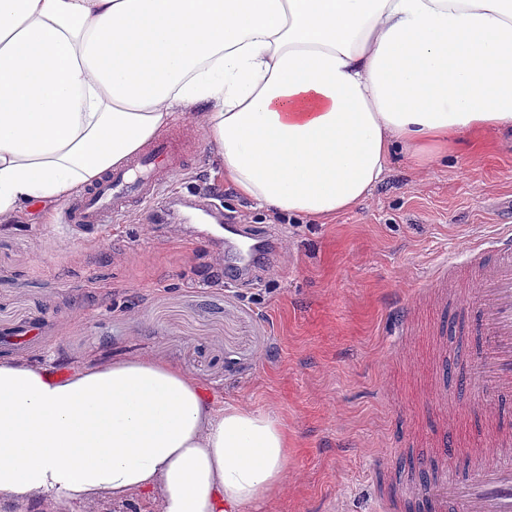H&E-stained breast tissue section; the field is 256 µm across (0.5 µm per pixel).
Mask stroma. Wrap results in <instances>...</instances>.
<instances>
[{
    "label": "stroma",
    "mask_w": 512,
    "mask_h": 512,
    "mask_svg": "<svg viewBox=\"0 0 512 512\" xmlns=\"http://www.w3.org/2000/svg\"><path fill=\"white\" fill-rule=\"evenodd\" d=\"M187 148L172 196L209 195L226 222L274 240L251 281L224 282V240L207 225L135 204L119 230L61 226L45 202L0 227V358L57 370L91 358L164 359L205 385L217 403L275 413L294 450L281 492L260 512H383L373 495L434 458L448 427L460 455L449 471L488 454V418L512 423V402L484 405L457 393L432 409L439 369L462 368L477 336H436L441 317L465 320L473 289L424 308L402 343L390 298L411 293L449 252L501 229L512 210V135L487 133L446 162L416 172L394 161L357 209L313 224L241 197L211 161L209 133L193 117L169 127Z\"/></svg>",
    "instance_id": "obj_1"
}]
</instances>
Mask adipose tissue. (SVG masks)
Instances as JSON below:
<instances>
[{
	"label": "adipose tissue",
	"instance_id": "1",
	"mask_svg": "<svg viewBox=\"0 0 512 512\" xmlns=\"http://www.w3.org/2000/svg\"><path fill=\"white\" fill-rule=\"evenodd\" d=\"M192 112L241 196L329 223L393 154L423 171L512 131V0H0L1 224ZM289 457L276 415L216 405L165 360L0 359L1 503L247 512ZM126 503V502H125ZM124 502L112 501L110 498L99 499L86 504H69L61 506L58 512H130L122 511L127 504Z\"/></svg>",
	"mask_w": 512,
	"mask_h": 512
}]
</instances>
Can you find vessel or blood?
I'll use <instances>...</instances> for the list:
<instances>
[{"mask_svg":"<svg viewBox=\"0 0 512 512\" xmlns=\"http://www.w3.org/2000/svg\"><path fill=\"white\" fill-rule=\"evenodd\" d=\"M184 162L171 139H157L68 204L63 213L65 228L105 226L120 220L133 203L157 197ZM467 274L474 277L476 286L472 327L483 341L467 354L456 388L492 401L511 399L512 231L480 242L463 258H448L427 278L419 294L427 296ZM392 311L401 330L411 332L416 304L399 298ZM376 495L387 512H512V467L499 464L498 459L479 458L467 476L452 481L443 465L428 470L423 480L408 474L399 487L378 480Z\"/></svg>","mask_w":512,"mask_h":512,"instance_id":"vessel-or-blood-1","label":"vessel or blood"}]
</instances>
